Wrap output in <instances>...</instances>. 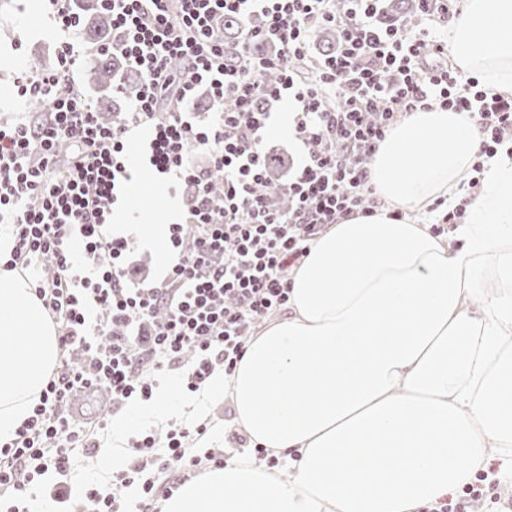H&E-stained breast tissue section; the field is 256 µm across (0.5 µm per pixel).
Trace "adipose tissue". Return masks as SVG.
Wrapping results in <instances>:
<instances>
[{"instance_id": "obj_1", "label": "adipose tissue", "mask_w": 512, "mask_h": 512, "mask_svg": "<svg viewBox=\"0 0 512 512\" xmlns=\"http://www.w3.org/2000/svg\"><path fill=\"white\" fill-rule=\"evenodd\" d=\"M448 41L458 70L512 92V0H464ZM479 137L466 115L439 108L396 124L370 168L383 207L323 232L291 276L289 316L187 397L188 418L230 399L237 428L287 478L238 454L185 480L160 512H419L470 485L489 453L512 469V147L486 162L452 232L459 248L390 215L456 203ZM58 355L30 281L0 269V443L31 415ZM176 390L165 382L129 401L104 472L123 465L138 429L168 426Z\"/></svg>"}]
</instances>
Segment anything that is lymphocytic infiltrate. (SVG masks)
I'll use <instances>...</instances> for the list:
<instances>
[{
	"instance_id": "lymphocytic-infiltrate-1",
	"label": "lymphocytic infiltrate",
	"mask_w": 512,
	"mask_h": 512,
	"mask_svg": "<svg viewBox=\"0 0 512 512\" xmlns=\"http://www.w3.org/2000/svg\"><path fill=\"white\" fill-rule=\"evenodd\" d=\"M112 39L74 41L76 0H51L62 34L54 69L23 74L17 93L43 104L35 116L0 124V223L9 225V269L36 268L32 285L54 323L62 359L31 417L0 445V503L27 512L26 486L53 471L68 474L75 448L93 440L67 415L74 391L100 386L115 405L151 398L156 376L182 371L197 391L216 369L232 372L256 325L288 305L290 276L330 225L378 202L369 166L395 124L438 105L466 114L481 134L485 160L512 141V96L482 88L450 63L447 28L458 0H414L412 14L382 21L384 0H105ZM235 20L225 43L215 30ZM339 40L331 54L312 45L323 27ZM275 53L258 56L253 42ZM118 55L140 81L127 111L102 120L77 81L86 56ZM205 89L220 104L205 127L179 105ZM293 98L292 138L304 158L289 178L288 206L259 191L268 173L262 145L274 102ZM152 136V173L173 181L186 221L168 227L175 260L166 275L129 287L130 242L108 227L130 179L126 147L140 127ZM203 162H195L193 151ZM200 428L174 423L164 440L139 436L133 460L107 486L90 489L82 512H125L137 487L144 505L171 462L185 469L223 465V451L189 455ZM501 503L482 484L464 487L425 512H476Z\"/></svg>"
}]
</instances>
